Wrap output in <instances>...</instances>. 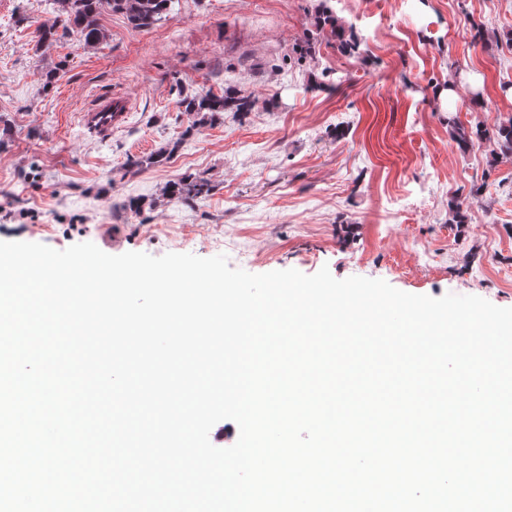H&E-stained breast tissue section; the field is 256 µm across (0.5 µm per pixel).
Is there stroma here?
<instances>
[{"instance_id": "stroma-1", "label": "stroma", "mask_w": 512, "mask_h": 512, "mask_svg": "<svg viewBox=\"0 0 512 512\" xmlns=\"http://www.w3.org/2000/svg\"><path fill=\"white\" fill-rule=\"evenodd\" d=\"M319 4L174 0L145 29L106 6L98 45L67 34L41 48L50 0H0V241L161 256L187 236L188 253L253 274L326 267L512 307V152L452 139L453 124L512 118V0H330L360 44L352 55L316 30ZM308 35L315 53L298 59ZM178 79L254 107L197 123ZM109 93L133 109L101 139L80 114ZM171 143L166 163L123 175L128 157ZM189 174L209 195L169 199Z\"/></svg>"}]
</instances>
